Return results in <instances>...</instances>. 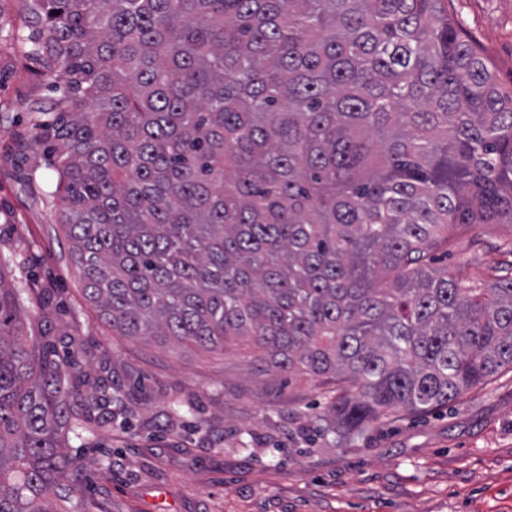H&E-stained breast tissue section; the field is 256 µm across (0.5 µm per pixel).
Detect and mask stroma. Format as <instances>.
<instances>
[{"label": "stroma", "mask_w": 512, "mask_h": 512, "mask_svg": "<svg viewBox=\"0 0 512 512\" xmlns=\"http://www.w3.org/2000/svg\"><path fill=\"white\" fill-rule=\"evenodd\" d=\"M448 17L512 92V0H448ZM24 0H0V266L29 336L88 389L130 392L124 418L69 434L75 512H512V370L426 415L323 434L335 395L255 368L247 345L207 352L113 335L83 294L59 227L52 144L66 79L34 52ZM500 230L457 235L442 265L498 258Z\"/></svg>", "instance_id": "1"}]
</instances>
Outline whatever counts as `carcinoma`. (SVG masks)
<instances>
[{
    "label": "carcinoma",
    "instance_id": "carcinoma-1",
    "mask_svg": "<svg viewBox=\"0 0 512 512\" xmlns=\"http://www.w3.org/2000/svg\"><path fill=\"white\" fill-rule=\"evenodd\" d=\"M64 71L61 225L116 336L336 389L352 436L512 368V95L444 0H25ZM478 224L506 260L433 253ZM468 285H462V282ZM0 274V512H68L66 438L122 415L23 336Z\"/></svg>",
    "mask_w": 512,
    "mask_h": 512
}]
</instances>
